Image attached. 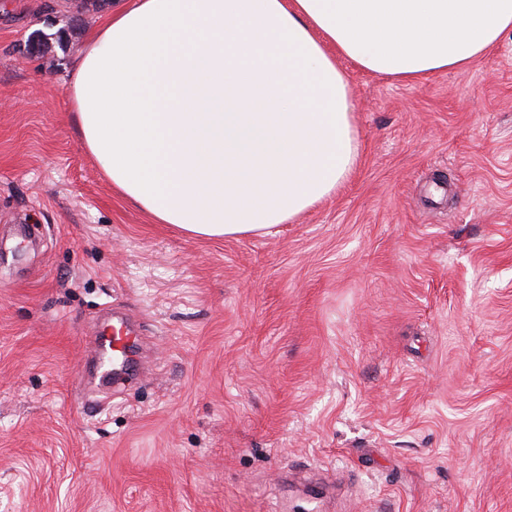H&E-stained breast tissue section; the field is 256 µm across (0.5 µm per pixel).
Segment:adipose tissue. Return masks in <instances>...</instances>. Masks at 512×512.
<instances>
[{
	"instance_id": "adipose-tissue-1",
	"label": "adipose tissue",
	"mask_w": 512,
	"mask_h": 512,
	"mask_svg": "<svg viewBox=\"0 0 512 512\" xmlns=\"http://www.w3.org/2000/svg\"><path fill=\"white\" fill-rule=\"evenodd\" d=\"M512 32V0H114L67 92L84 150L154 223L268 233L359 157L341 60L416 84Z\"/></svg>"
}]
</instances>
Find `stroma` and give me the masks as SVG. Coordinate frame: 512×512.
<instances>
[{
	"label": "stroma",
	"instance_id": "1",
	"mask_svg": "<svg viewBox=\"0 0 512 512\" xmlns=\"http://www.w3.org/2000/svg\"><path fill=\"white\" fill-rule=\"evenodd\" d=\"M106 3L0 0V512H512V33L415 86L344 62L348 181L209 240L72 130ZM116 312L145 369L108 387Z\"/></svg>",
	"mask_w": 512,
	"mask_h": 512
}]
</instances>
